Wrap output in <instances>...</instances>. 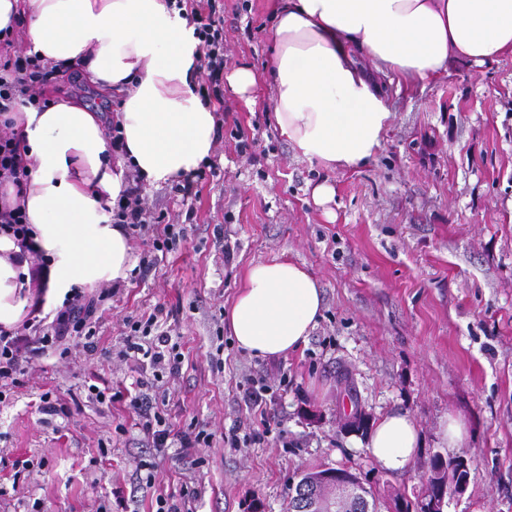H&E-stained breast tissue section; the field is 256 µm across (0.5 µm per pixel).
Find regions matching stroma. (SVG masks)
Here are the masks:
<instances>
[{"mask_svg":"<svg viewBox=\"0 0 512 512\" xmlns=\"http://www.w3.org/2000/svg\"><path fill=\"white\" fill-rule=\"evenodd\" d=\"M224 69L259 74L246 105L228 85L212 102L223 136L208 161L213 173L195 196L174 182L142 184V194L186 238L147 278L131 276L105 304L97 352L75 346L24 379L0 403V512H156L158 494L197 490L195 512H286L291 489L330 465L356 473L378 512L396 495L416 500L438 432L459 418L470 466L466 492L447 512H512V56L474 67L453 62L427 84L391 83L373 73L392 112L376 156L354 170L329 171L281 136L264 63L275 0H219ZM53 100L75 98L115 113L118 99L86 79L57 81ZM256 137L237 153L235 132ZM328 182L335 197L315 204ZM305 264L323 290V314L298 351L257 359L240 351L224 310L254 263ZM162 306L185 356L177 376L151 390L174 429L212 433L183 456L147 448L121 402L89 403L88 385L113 388L139 376L119 355L123 321ZM265 378L267 414L248 407L250 379ZM52 390L69 416L42 420ZM408 412L421 448L410 467L377 464L352 412L376 421ZM261 437L230 447L232 429ZM32 466L14 473L15 459ZM154 473L153 486L140 478Z\"/></svg>","mask_w":512,"mask_h":512,"instance_id":"obj_1","label":"stroma"}]
</instances>
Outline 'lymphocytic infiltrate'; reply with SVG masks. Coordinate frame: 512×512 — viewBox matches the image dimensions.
I'll use <instances>...</instances> for the list:
<instances>
[{
    "mask_svg": "<svg viewBox=\"0 0 512 512\" xmlns=\"http://www.w3.org/2000/svg\"><path fill=\"white\" fill-rule=\"evenodd\" d=\"M195 33L200 41L201 66L207 72L211 85H220L224 77V21L215 11L194 13ZM56 79L53 66L41 56L18 51L15 56L0 62V180H11L17 189H25L29 175L21 163L19 141L7 119L14 103L28 101L43 103L44 89ZM112 223L123 225L138 239L145 254L138 272L147 275L151 269L149 256L152 252L172 249L185 236L180 224H165L155 217L146 206L141 195L139 181H132L118 207L112 213ZM112 296L111 288H101L99 293L74 292L68 295L49 324L26 319L11 330L0 328V389H13L21 385L22 378L35 362L47 355L57 353L67 356L70 345L83 341L85 347L95 348L97 333V311L102 303ZM123 357L136 354L147 359L155 370H166L178 374L183 358L176 345L172 344L167 331L161 329L157 313L137 320H126ZM136 391L109 392L97 385H89V400L103 404L109 400H127L140 418L139 426L145 439L156 450L168 446L171 431L165 421L152 412L153 401L144 389L148 382L137 379Z\"/></svg>",
    "mask_w": 512,
    "mask_h": 512,
    "instance_id": "f902f5d3",
    "label": "lymphocytic infiltrate"
}]
</instances>
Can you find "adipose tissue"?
I'll return each mask as SVG.
<instances>
[{"label":"adipose tissue","mask_w":512,"mask_h":512,"mask_svg":"<svg viewBox=\"0 0 512 512\" xmlns=\"http://www.w3.org/2000/svg\"><path fill=\"white\" fill-rule=\"evenodd\" d=\"M26 21L34 53L60 74L82 67L115 114L125 153L113 157L104 118L73 100L17 106L14 117L30 175L23 197L32 246L44 255L47 305L73 289L127 283L136 266L122 225L103 223L126 188L125 166L145 183L182 179L209 158L216 115L196 92L199 41L186 9L169 0H0V30ZM266 71L283 136L329 170L373 159L392 113L361 66L427 83L449 62L481 66L512 55V0H283ZM30 262L0 234V326L32 304ZM318 279L292 261L256 263L224 315L239 349L257 358L304 345L323 310ZM418 426L405 412L380 417L367 448L384 469L408 466Z\"/></svg>","instance_id":"obj_1"}]
</instances>
